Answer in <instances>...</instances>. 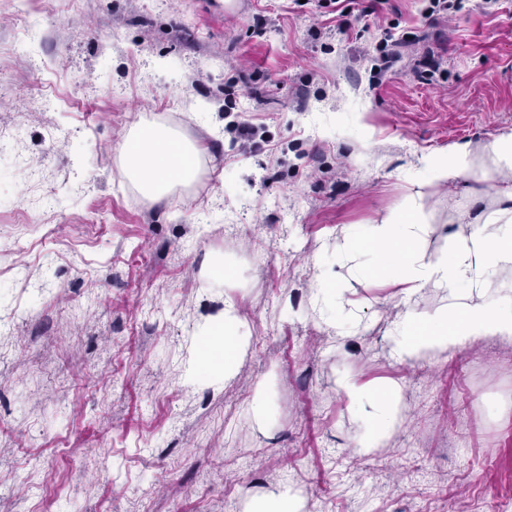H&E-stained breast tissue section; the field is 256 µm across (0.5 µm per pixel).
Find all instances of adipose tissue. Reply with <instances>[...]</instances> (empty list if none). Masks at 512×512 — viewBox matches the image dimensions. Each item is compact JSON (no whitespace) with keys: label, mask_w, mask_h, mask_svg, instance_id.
I'll return each mask as SVG.
<instances>
[{"label":"adipose tissue","mask_w":512,"mask_h":512,"mask_svg":"<svg viewBox=\"0 0 512 512\" xmlns=\"http://www.w3.org/2000/svg\"><path fill=\"white\" fill-rule=\"evenodd\" d=\"M118 152L122 179L137 183L152 200H162L174 185H187L196 178L198 148L166 127H141L120 143ZM504 172L512 173V131L494 138L478 158L465 144L423 156L400 206L373 223L344 232L337 262L362 255V273L383 272L402 286L400 301L406 313L393 339L400 359L438 357L488 338L512 341V182L496 188L507 207L488 212L468 232L450 235L446 248L435 256L425 257L420 249L434 220L427 204L431 189ZM315 269V312L338 335H351L354 312L346 284L323 264ZM503 273L510 274V281L491 288V281ZM427 288L440 289L443 304L435 313L423 315L414 304ZM208 328L201 351L185 375L192 386L218 387L229 381L245 346L233 304H226L222 316L210 321ZM339 387L364 420L358 450L383 445L401 422L397 388L361 385L347 377L340 379Z\"/></svg>","instance_id":"obj_1"}]
</instances>
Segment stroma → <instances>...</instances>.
<instances>
[{
	"label": "stroma",
	"instance_id": "35a3bbf8",
	"mask_svg": "<svg viewBox=\"0 0 512 512\" xmlns=\"http://www.w3.org/2000/svg\"><path fill=\"white\" fill-rule=\"evenodd\" d=\"M0 0V43L38 14L30 54L0 71V512H246L296 494L302 512H512V342L404 361L389 279L333 266L361 319L337 335L311 307L313 263L344 229L398 207L413 167L512 131V0ZM268 24L255 31L253 18ZM441 63L418 77L388 27ZM263 138L243 149L242 121ZM158 123L201 151L162 201L119 176V144ZM73 129L69 142L48 131ZM42 172L27 188L17 160ZM422 243L439 253L498 207L489 183L433 189ZM233 274L210 280L214 260ZM232 300L248 346L225 386H188L197 335ZM396 384L405 420L361 454L339 378ZM265 386L266 418L251 398ZM400 40L413 41L415 40V37L413 34L407 33L403 34L398 39L393 40V34L389 33L388 31L387 37L381 39V41L377 44V51L379 52V61L381 62V65H378L379 67L372 68V70L374 69V73L376 75H380L383 71H386L390 67V64L393 62L396 56L395 50L393 49L395 45L393 44Z\"/></svg>",
	"mask_w": 512,
	"mask_h": 512
}]
</instances>
